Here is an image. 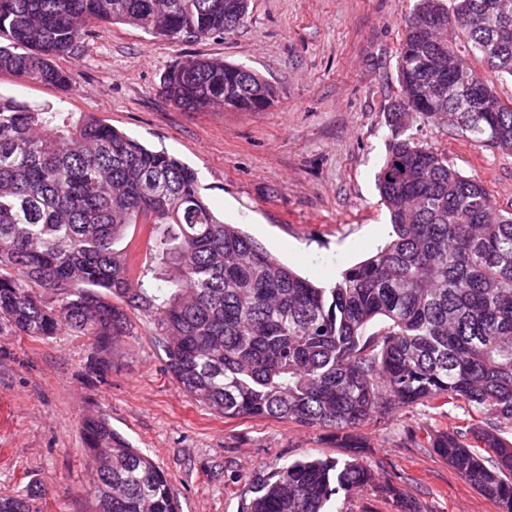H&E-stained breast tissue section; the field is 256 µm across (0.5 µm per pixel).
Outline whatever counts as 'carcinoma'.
I'll use <instances>...</instances> for the list:
<instances>
[{"label":"carcinoma","instance_id":"obj_1","mask_svg":"<svg viewBox=\"0 0 512 512\" xmlns=\"http://www.w3.org/2000/svg\"><path fill=\"white\" fill-rule=\"evenodd\" d=\"M249 0H0V74L63 91L53 60L98 22L168 40L242 25ZM512 78V0H416L397 56L402 97L376 175L392 239L329 288L297 275L215 215L196 172L90 115L0 98V326L30 337L73 329L91 340L89 371L111 369L132 332L123 307L155 330L167 371L226 418L273 417L333 431L346 459L305 458L247 477L240 512H331L366 487L421 512L358 457L351 432L417 405L461 400L482 425L426 433L429 447L499 512H512V208L482 181L402 137L412 112L443 120L475 146L512 153V102L484 75ZM188 111L256 112L274 87L240 65L190 58L163 77ZM150 227L158 260L147 284L117 248ZM42 292H37V289ZM50 296H45V293ZM104 512H179L165 472L112 429L82 421ZM40 489L0 498L30 512Z\"/></svg>","mask_w":512,"mask_h":512}]
</instances>
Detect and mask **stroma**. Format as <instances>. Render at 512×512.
<instances>
[{"mask_svg":"<svg viewBox=\"0 0 512 512\" xmlns=\"http://www.w3.org/2000/svg\"><path fill=\"white\" fill-rule=\"evenodd\" d=\"M415 0H251L244 27L172 42L124 24L99 23L55 64L69 92L0 74V96L73 115L92 114L194 168L202 192L282 263L328 286L390 238L376 174L387 154L388 112L400 97L397 49ZM191 57L243 65L276 89L258 112L178 108L160 92L170 67ZM406 135L445 154L512 206V153L473 146L415 114ZM134 333L114 342L104 380L88 377V337L0 331V498L39 487L32 512H94V468L82 420L113 429L168 475L180 512H240L249 473L307 456L343 458L325 431L273 418H224L165 370L149 320L129 310ZM461 401L417 406L366 424L365 456L380 481L423 512H499L432 449L407 448L408 428L476 422Z\"/></svg>","mask_w":512,"mask_h":512,"instance_id":"1","label":"stroma"}]
</instances>
